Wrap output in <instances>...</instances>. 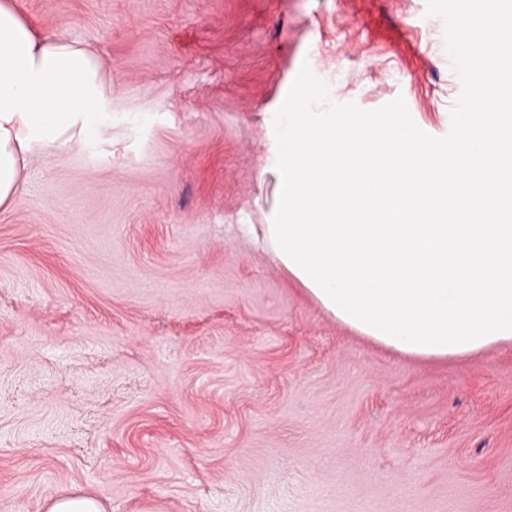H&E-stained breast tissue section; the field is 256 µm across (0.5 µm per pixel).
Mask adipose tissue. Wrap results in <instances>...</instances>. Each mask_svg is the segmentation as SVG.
Instances as JSON below:
<instances>
[{"label":"adipose tissue","mask_w":512,"mask_h":512,"mask_svg":"<svg viewBox=\"0 0 512 512\" xmlns=\"http://www.w3.org/2000/svg\"><path fill=\"white\" fill-rule=\"evenodd\" d=\"M111 92L92 52L40 34L0 0V207L31 158L102 142Z\"/></svg>","instance_id":"1"}]
</instances>
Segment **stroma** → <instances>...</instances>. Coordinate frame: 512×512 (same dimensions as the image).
Instances as JSON below:
<instances>
[{
    "mask_svg": "<svg viewBox=\"0 0 512 512\" xmlns=\"http://www.w3.org/2000/svg\"><path fill=\"white\" fill-rule=\"evenodd\" d=\"M111 85L109 143L0 209V512H512V343L419 360L328 315L242 232L272 223L270 112L461 91L426 0H14ZM46 512H104L102 504L80 492L53 497L47 501Z\"/></svg>",
    "mask_w": 512,
    "mask_h": 512,
    "instance_id": "obj_1",
    "label": "stroma"
}]
</instances>
